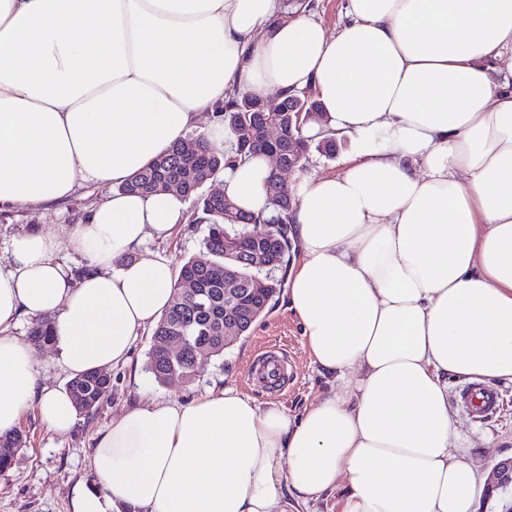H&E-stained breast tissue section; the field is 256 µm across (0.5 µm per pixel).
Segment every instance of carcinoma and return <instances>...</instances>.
<instances>
[{"instance_id":"1","label":"carcinoma","mask_w":512,"mask_h":512,"mask_svg":"<svg viewBox=\"0 0 512 512\" xmlns=\"http://www.w3.org/2000/svg\"><path fill=\"white\" fill-rule=\"evenodd\" d=\"M276 118L288 126V113L263 112L259 101L249 97H234L224 104L221 121L230 131L232 142L224 149L200 135L196 138L199 153L195 161L186 162L180 152V145L174 144L144 169L122 185L129 193H153L167 190L170 183L181 185L180 194L196 201L200 217L198 223L207 225V234L201 250L190 256L179 268L178 279L193 280L200 291L206 294L205 303L196 306L177 293L170 306L164 311L152 331V338L182 337L185 350L180 358L169 360L156 342H151L148 352L147 370L156 382L166 384L172 378L184 382L195 376V348L204 345L213 355L224 354V269L228 268L249 280L255 276L273 284L271 288L259 290L254 296L258 303L273 299L279 294V281L271 273L288 265L291 241L288 235L290 210L283 208L277 199L275 189L279 177L273 175L265 184V192L272 207L270 216L264 218L244 213L234 204L224 205V198H211L200 193L201 180L207 176L213 180L225 169L232 168L253 154L277 150L283 158L290 160L295 168L307 160L312 138L297 130L286 132L277 144H270L258 133L259 126L270 118ZM262 231L268 236L267 248L274 265L258 271L239 264L224 256V240L231 237L247 247L253 243V234ZM31 341L38 345L53 342L50 321H38L29 331ZM68 389L78 411L92 413L108 398L112 389V376L107 371H90L68 382ZM22 434L13 430L0 434V471L11 465L17 449L23 447Z\"/></svg>"}]
</instances>
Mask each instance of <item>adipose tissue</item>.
Here are the masks:
<instances>
[{
	"label": "adipose tissue",
	"mask_w": 512,
	"mask_h": 512,
	"mask_svg": "<svg viewBox=\"0 0 512 512\" xmlns=\"http://www.w3.org/2000/svg\"><path fill=\"white\" fill-rule=\"evenodd\" d=\"M328 32L281 0H0V213L105 188L68 238L34 227L0 265V433L37 408L68 432L66 389L43 384L9 330L52 319L69 376L128 363L178 287L142 257L186 203L118 187L224 104L314 90L351 138L340 173L297 185L288 274L313 365L348 382L301 413L226 387L150 401L100 436L96 489L73 512H474L448 380L512 382V0H347ZM270 160L226 171L239 209L269 214Z\"/></svg>",
	"instance_id": "obj_1"
}]
</instances>
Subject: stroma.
Instances as JSON below:
<instances>
[{"label": "stroma", "instance_id": "stroma-1", "mask_svg": "<svg viewBox=\"0 0 512 512\" xmlns=\"http://www.w3.org/2000/svg\"><path fill=\"white\" fill-rule=\"evenodd\" d=\"M349 149L350 140L345 135L337 136L334 153L311 149L302 169L283 174L287 189H294L299 180L308 176L341 172ZM100 195L99 189L84 187L62 205L37 210L22 206L0 213V255L5 254L13 236L38 227L61 236L60 259L70 266H79L81 257L64 236L68 228L85 218ZM196 216L195 206H188L186 223L170 239L147 241L145 253H163L174 266H181L185 259L200 250L207 233L206 225L196 223ZM273 344L279 345L288 357V378L284 389L276 393L246 381L253 359L264 347ZM150 345V331H142L135 342L132 361L111 371V396L94 413L79 414L69 432L49 431L35 410H27L22 415L17 428L24 434L26 444L15 452L11 466L0 471V512H72L74 487L99 485L92 467L98 435L114 418L142 402L151 399L184 402L203 396L213 388L233 387L257 405L273 404L294 414L333 386L332 381L311 364L299 319L289 309L283 295L246 336L225 350L223 356L202 363L191 382L158 384L146 369ZM499 390L508 404L507 409L481 421L472 420L456 403L448 405L454 425L469 441L468 447L460 449L459 454L482 478L487 477L498 459L512 456V383L500 384ZM486 431L494 436L489 447L480 440L481 433Z\"/></svg>", "mask_w": 512, "mask_h": 512}]
</instances>
